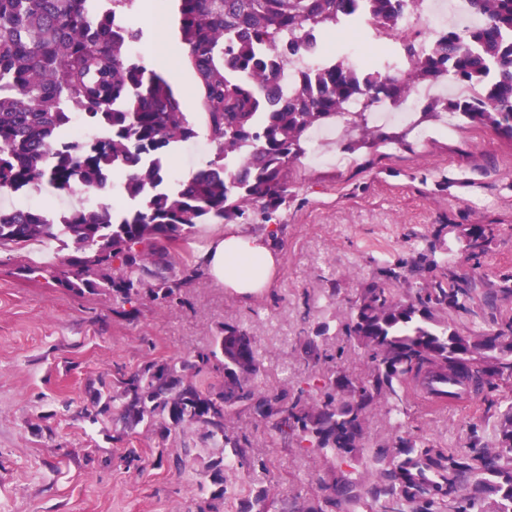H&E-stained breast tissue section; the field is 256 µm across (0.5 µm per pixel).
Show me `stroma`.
<instances>
[{
	"label": "stroma",
	"instance_id": "1",
	"mask_svg": "<svg viewBox=\"0 0 512 512\" xmlns=\"http://www.w3.org/2000/svg\"><path fill=\"white\" fill-rule=\"evenodd\" d=\"M151 2L161 7L160 22L144 25L140 58L183 92L196 79L178 50L177 5ZM161 30L170 42L160 59ZM358 137L350 131L338 139L336 158L307 154L291 167L293 195L280 212L275 273L253 295L215 287L204 275L181 303L134 308L103 289L77 295L25 272V261L60 260L39 244L0 253V512H200L214 486L204 469L211 450L195 428L172 429L164 439L118 419L90 423L83 411L97 378L117 366L133 370L188 355L230 322L254 337L264 384L293 391L314 370L340 386L358 382L369 364L341 324L377 259L407 258L433 242L437 257L453 256L460 233L473 224H493L497 232L476 273L481 305L453 321L463 333L494 328L512 309L499 290L503 276L512 275V143L466 125L407 147L348 150ZM85 198L44 184L0 203L64 209ZM318 350L335 361H314ZM511 406L512 382L480 386L470 404L436 412L410 393L400 413L375 405L359 452L344 459L282 440L270 424L245 415L230 426L250 438L248 457L267 466L265 512H298L346 480L359 497L355 512H370L379 456L393 441L464 453L492 448ZM130 448L139 467L119 461Z\"/></svg>",
	"mask_w": 512,
	"mask_h": 512
}]
</instances>
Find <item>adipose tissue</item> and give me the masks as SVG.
Returning <instances> with one entry per match:
<instances>
[{"instance_id": "ef3b65f1", "label": "adipose tissue", "mask_w": 512, "mask_h": 512, "mask_svg": "<svg viewBox=\"0 0 512 512\" xmlns=\"http://www.w3.org/2000/svg\"><path fill=\"white\" fill-rule=\"evenodd\" d=\"M202 263L217 287L250 294L268 285L275 255L270 241L230 228L209 242Z\"/></svg>"}]
</instances>
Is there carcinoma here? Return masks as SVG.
<instances>
[{"label": "carcinoma", "instance_id": "obj_1", "mask_svg": "<svg viewBox=\"0 0 512 512\" xmlns=\"http://www.w3.org/2000/svg\"><path fill=\"white\" fill-rule=\"evenodd\" d=\"M184 63L196 76L200 106L215 156L187 179L169 186V158L198 137L167 78L129 53L140 41L136 26H112L119 11L133 14L137 0H0V194H20L47 183L61 193L81 188L100 195L122 176L132 202H105L70 210L0 207V250L37 241L68 250L58 265L31 266L77 293L100 288L123 304L183 301L170 248L200 224H228L259 208L277 222L291 194L290 165L306 153L311 129L341 121L361 132L360 146L401 142L406 132L369 125L378 101L405 100L422 81L456 79L468 86L448 110L467 123L512 143V0H472L486 17L476 28L448 27L438 44L417 52L399 27L403 0H178ZM384 34L404 44L406 71L391 73L383 58L359 70L346 58L326 55L315 72L292 89L281 84L290 58L327 39L340 26L361 21V6ZM363 100L350 112L351 100ZM98 131L88 144L70 143L72 120ZM493 224H474L459 237L454 259L437 260L436 244L408 260L385 261L363 284L343 330L367 355L370 377L336 391L330 377H313L318 394L260 390L261 361L247 330L224 324L212 341L187 358L151 361L99 378L92 423L119 415L159 429L193 426L203 443L221 449L206 470L224 483V460L253 470L245 434L228 428L246 413L296 436L313 448L349 455L361 447L368 409L404 402L402 383L438 366L453 378L512 381V314L496 327L464 335L448 313L471 314L472 270L486 254ZM220 381L203 389L200 375ZM379 471L372 495L380 512H403L420 501L428 512H512V410L503 414L499 440L474 454L444 448L414 450L401 442Z\"/></svg>", "mask_w": 512, "mask_h": 512}]
</instances>
